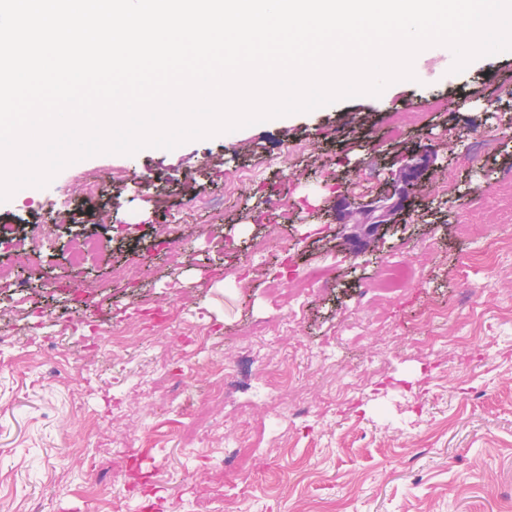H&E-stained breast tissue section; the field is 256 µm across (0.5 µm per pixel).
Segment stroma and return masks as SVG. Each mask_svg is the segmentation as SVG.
Masks as SVG:
<instances>
[{"mask_svg":"<svg viewBox=\"0 0 512 512\" xmlns=\"http://www.w3.org/2000/svg\"><path fill=\"white\" fill-rule=\"evenodd\" d=\"M453 62L438 45L415 81L381 98L171 151L96 155L0 203L15 235L58 227L19 271L21 288L0 292V331L12 338L0 345V512H194L199 499L211 512H512V248L495 252L491 270L465 261L499 221L512 136L477 167L458 163L473 131L512 124V52L460 73ZM392 112L423 121L395 136ZM451 125L457 138H441ZM300 142L306 152L293 153ZM429 148L434 171L412 206L378 242L349 250L337 197L387 192L402 155ZM245 168L263 180L240 182ZM83 176L98 180V196L62 203L59 186ZM365 178L369 191L357 190ZM186 208L190 223L156 235L166 213ZM76 234L101 242L79 267L68 253ZM227 238L235 250L221 249ZM259 242L268 248L254 270L247 254ZM408 261L419 282L378 295L382 267ZM322 263L332 285L311 293L297 331L246 352L243 337L286 314ZM129 265L139 281L123 278ZM171 306L182 311L173 326L117 350L107 342ZM432 308L439 317L423 320ZM200 324L190 364L179 339ZM285 356L301 397H257ZM227 372L232 408L216 393ZM245 426L264 438L242 479L231 452Z\"/></svg>","mask_w":512,"mask_h":512,"instance_id":"35a3bbf8","label":"stroma"}]
</instances>
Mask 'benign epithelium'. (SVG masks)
<instances>
[{
  "label": "benign epithelium",
  "instance_id": "benign-epithelium-1",
  "mask_svg": "<svg viewBox=\"0 0 512 512\" xmlns=\"http://www.w3.org/2000/svg\"><path fill=\"white\" fill-rule=\"evenodd\" d=\"M432 165V152H415L401 161L395 174L393 189L368 202L352 206L346 198L336 205V220L342 225H353L347 234V244L361 248L374 241L387 225L395 223L397 215L409 205L422 186V179Z\"/></svg>",
  "mask_w": 512,
  "mask_h": 512
}]
</instances>
